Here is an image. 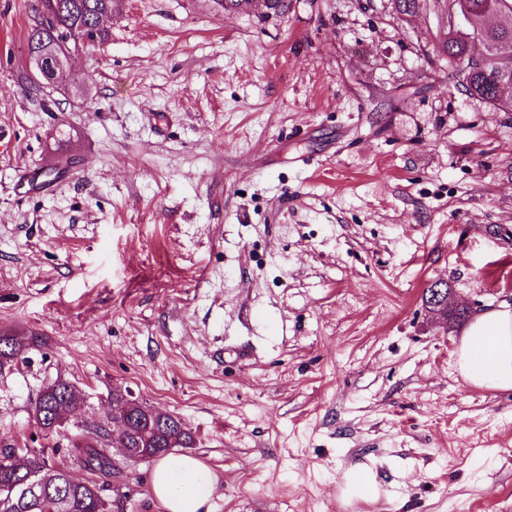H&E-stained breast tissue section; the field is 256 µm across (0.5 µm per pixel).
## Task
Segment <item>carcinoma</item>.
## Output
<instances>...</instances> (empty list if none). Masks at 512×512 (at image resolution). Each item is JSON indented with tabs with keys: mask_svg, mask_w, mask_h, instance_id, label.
Instances as JSON below:
<instances>
[{
	"mask_svg": "<svg viewBox=\"0 0 512 512\" xmlns=\"http://www.w3.org/2000/svg\"><path fill=\"white\" fill-rule=\"evenodd\" d=\"M496 8L475 15V28L463 34L439 27L434 48L448 60L457 77V85L469 94L479 92L493 101L500 76H512V0H472L477 5L486 2ZM225 12L249 11L254 0H212ZM398 16H410L421 7V0H390ZM118 0H36V12L43 18L42 27L27 34V55L51 47L67 58L86 47V42L102 41L107 29L97 23L103 17L112 18ZM480 30L484 39L497 47L484 69L465 73L471 38ZM26 345L18 339L0 336V371L11 368L25 353ZM115 408L125 420L124 434L112 437V429L101 424L73 423L77 433L70 439L66 462L48 464L35 457L28 467L20 469L11 462L17 448L10 444L0 447V512H110L111 503L105 497L107 488L92 479L73 477L76 467L91 463L99 469H112L113 448L130 451L134 459L151 461L165 456L174 448H191L195 439L192 431L175 416L112 394ZM82 394L69 382L59 378L47 384L31 403L30 414L37 427L47 436L65 430L70 417L82 405ZM36 485V491L28 485Z\"/></svg>",
	"mask_w": 512,
	"mask_h": 512,
	"instance_id": "carcinoma-1",
	"label": "carcinoma"
}]
</instances>
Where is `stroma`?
I'll use <instances>...</instances> for the list:
<instances>
[{"instance_id":"obj_1","label":"stroma","mask_w":512,"mask_h":512,"mask_svg":"<svg viewBox=\"0 0 512 512\" xmlns=\"http://www.w3.org/2000/svg\"><path fill=\"white\" fill-rule=\"evenodd\" d=\"M35 5L0 0V334L39 340L0 444L64 460L29 414L61 377L76 420L125 389L181 418L212 512H512V391L464 381L422 302H512V112L450 87L433 0H120L80 97L28 89ZM153 469L112 512H162ZM375 486V475L368 467L355 468L347 475V489L351 496L365 498Z\"/></svg>"}]
</instances>
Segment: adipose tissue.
Returning a JSON list of instances; mask_svg holds the SVG:
<instances>
[{"mask_svg":"<svg viewBox=\"0 0 512 512\" xmlns=\"http://www.w3.org/2000/svg\"><path fill=\"white\" fill-rule=\"evenodd\" d=\"M457 367L474 386L512 390V304L487 310L469 324ZM151 486L163 512H211L217 494L215 476L198 459L187 455L158 462Z\"/></svg>","mask_w":512,"mask_h":512,"instance_id":"ef3b65f1","label":"adipose tissue"}]
</instances>
